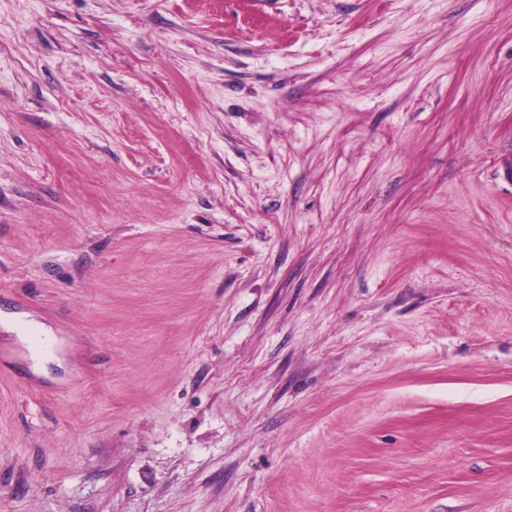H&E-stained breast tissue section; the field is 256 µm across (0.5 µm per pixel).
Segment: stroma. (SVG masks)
Wrapping results in <instances>:
<instances>
[{"label":"stroma","instance_id":"35a3bbf8","mask_svg":"<svg viewBox=\"0 0 512 512\" xmlns=\"http://www.w3.org/2000/svg\"><path fill=\"white\" fill-rule=\"evenodd\" d=\"M512 0H0V512H512Z\"/></svg>","mask_w":512,"mask_h":512}]
</instances>
